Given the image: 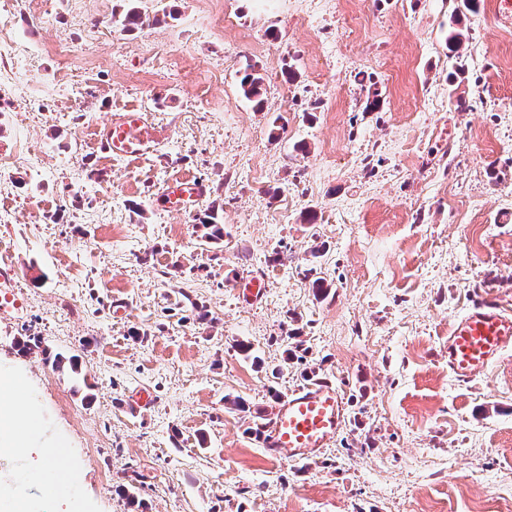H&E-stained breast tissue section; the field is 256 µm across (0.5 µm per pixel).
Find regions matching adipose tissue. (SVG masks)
Returning a JSON list of instances; mask_svg holds the SVG:
<instances>
[{
  "instance_id": "ef3b65f1",
  "label": "adipose tissue",
  "mask_w": 512,
  "mask_h": 512,
  "mask_svg": "<svg viewBox=\"0 0 512 512\" xmlns=\"http://www.w3.org/2000/svg\"><path fill=\"white\" fill-rule=\"evenodd\" d=\"M2 396L14 398L16 404L0 412V460L13 464L24 478L0 487V512H33L34 505L24 492L30 480L39 482L43 498H69L77 479L60 478L55 459L38 456V449L52 447V438L21 378L7 368H0Z\"/></svg>"
}]
</instances>
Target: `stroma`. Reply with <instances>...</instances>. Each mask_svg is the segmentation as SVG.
Segmentation results:
<instances>
[{
	"mask_svg": "<svg viewBox=\"0 0 512 512\" xmlns=\"http://www.w3.org/2000/svg\"><path fill=\"white\" fill-rule=\"evenodd\" d=\"M126 5L21 0L11 37L40 71L0 95V151L39 157L0 174L19 285L0 363L80 483L29 485L39 512H472L512 486V350L472 383L447 355L477 299L512 312V0H138L132 31ZM126 109L156 154L98 146ZM176 177L208 184L195 211L159 206ZM316 375L346 428L315 461L271 462L255 420ZM263 78L258 76L254 66L248 64L240 78V88L244 95L249 100L255 101L258 106L261 105V90Z\"/></svg>",
	"mask_w": 512,
	"mask_h": 512,
	"instance_id": "obj_1",
	"label": "stroma"
}]
</instances>
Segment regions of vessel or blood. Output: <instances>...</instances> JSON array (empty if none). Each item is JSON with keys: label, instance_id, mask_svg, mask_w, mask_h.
I'll return each mask as SVG.
<instances>
[{"label": "vessel or blood", "instance_id": "1", "mask_svg": "<svg viewBox=\"0 0 512 512\" xmlns=\"http://www.w3.org/2000/svg\"><path fill=\"white\" fill-rule=\"evenodd\" d=\"M99 141L119 158L154 154L158 137L144 113L119 112L106 123ZM206 194L203 182L175 178L161 189L158 200L167 211H193ZM512 349V313L492 298L475 301L448 332V371L457 380L482 379ZM347 419L345 399L330 378L322 377L281 399L262 438L265 454L274 461L308 462L332 447Z\"/></svg>", "mask_w": 512, "mask_h": 512}]
</instances>
